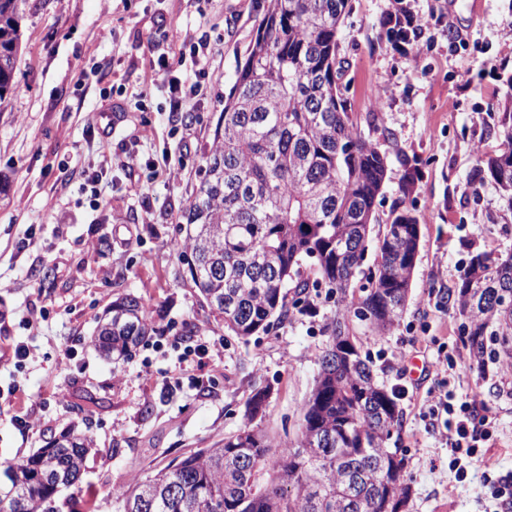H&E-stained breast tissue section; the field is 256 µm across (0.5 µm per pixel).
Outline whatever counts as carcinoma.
I'll return each instance as SVG.
<instances>
[{
  "label": "carcinoma",
  "mask_w": 512,
  "mask_h": 512,
  "mask_svg": "<svg viewBox=\"0 0 512 512\" xmlns=\"http://www.w3.org/2000/svg\"><path fill=\"white\" fill-rule=\"evenodd\" d=\"M348 0H263L257 34L235 74L184 215L181 260L192 287L224 330L241 339L288 318V292L325 288L339 313L317 354L319 372L294 437L276 440L247 425L210 448L120 492L126 512H405L412 487L404 460L387 447L399 424L394 393L379 386L372 362L349 343L356 319L376 335L399 322L419 247L417 217L396 214L372 237L376 198L388 161L358 133L337 82V34ZM23 0H0V108L9 104L19 63ZM386 36L411 43L420 31L384 21ZM499 148L480 153L472 181L491 179L512 208V113L496 130ZM376 239L378 261L364 267ZM313 278L303 277V265ZM366 284L356 290L357 280ZM448 302L462 319L476 361L512 373V255L479 252ZM158 332L146 303L112 302L92 344L129 360ZM267 390L248 402L264 412ZM63 448H42L0 464V512H53L48 475L80 481L92 442L65 431Z\"/></svg>",
  "instance_id": "cac0c4a2"
}]
</instances>
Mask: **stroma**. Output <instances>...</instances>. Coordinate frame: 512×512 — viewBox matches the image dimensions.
Here are the masks:
<instances>
[{
	"instance_id": "1",
	"label": "stroma",
	"mask_w": 512,
	"mask_h": 512,
	"mask_svg": "<svg viewBox=\"0 0 512 512\" xmlns=\"http://www.w3.org/2000/svg\"><path fill=\"white\" fill-rule=\"evenodd\" d=\"M262 0H24L15 89L0 109V354L22 344L21 366L0 365V462L26 460L76 425L93 448L79 484L60 489L54 512H124L120 488L247 422L254 390L271 392L259 428L295 434L318 373L336 299L318 289L316 314L288 319L249 342L225 334L197 297L180 259L184 222L224 99L262 17ZM421 20L412 43L387 39L396 6ZM215 45L212 80L196 99L191 133L176 130L164 97L148 93L151 63L166 55L177 76L184 32ZM338 83L362 138L388 157L376 201L380 224L408 211L421 224L409 301L389 333L363 336L379 385L408 389L388 445L414 491L408 512H497L512 477V375L482 377L448 302L469 249L512 253V209L493 182L473 184L478 152L497 149L496 125L512 109V0H348L338 33ZM385 89L371 109L374 89ZM112 112L110 137L97 116ZM138 154L129 171L116 161ZM97 170L93 206L82 170ZM413 172L402 196L398 184ZM140 297L158 334L116 366L90 338L117 296ZM210 349L198 367L187 349ZM446 348L458 400H475L492 438L465 481L424 411ZM426 366L409 376L410 361ZM30 420L27 428L18 419Z\"/></svg>"
}]
</instances>
